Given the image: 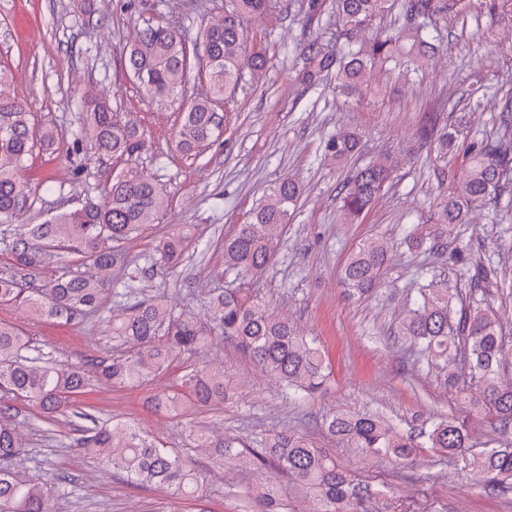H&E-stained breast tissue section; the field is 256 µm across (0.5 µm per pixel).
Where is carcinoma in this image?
Instances as JSON below:
<instances>
[{
	"label": "carcinoma",
	"instance_id": "cac0c4a2",
	"mask_svg": "<svg viewBox=\"0 0 512 512\" xmlns=\"http://www.w3.org/2000/svg\"><path fill=\"white\" fill-rule=\"evenodd\" d=\"M467 2L336 0L338 22L347 32L367 27L394 9L402 24L376 34L356 49L330 51L313 41L302 50L299 77L314 85L332 74L341 93L358 98L370 87L376 70L402 75L423 66L436 49L429 24L448 20L464 10ZM276 5L277 0H225L224 14L203 30V57L186 32L160 20L149 21L140 30L125 55V66L145 94L159 100L181 95L194 71L204 74L208 83L205 96L188 98L180 111L175 132L179 151L189 154L219 137L223 120L217 104L231 101L244 72L256 78L266 69L269 57L264 42L248 31L244 21L272 12ZM485 7L493 22L512 25V0H486ZM79 128L67 152L107 155L123 167L112 175L105 204L88 194L77 208L58 210L39 224L18 225L10 262L0 267V307L80 324L101 314L105 299L113 294L120 301L108 318L112 353L82 365L69 364L17 324L0 319V512H52L53 492L63 489L61 482L52 487L26 474L27 444L15 425L14 401L63 415L77 396L95 384L143 383L182 360L187 366L180 378L181 390L156 398L155 411L177 416L187 407L222 406L231 393L224 367L192 363L216 335L236 341L263 373L288 391L308 397L329 379L328 363L317 339L299 331L251 288L276 259L283 230L301 196L298 183L284 178L272 185L244 222L224 237V274L232 278V285L209 292L206 319L202 320L161 297L142 295L138 288L112 292V267L124 260L121 244L158 223L169 200L135 163L147 146L138 116L118 112L106 99L86 94L79 102ZM460 133L459 128L430 130L425 136L435 141L436 158L445 161ZM357 146L356 134L338 131L325 141L324 155L343 163ZM34 147L25 105L0 94L1 223L11 221L30 197L24 170ZM397 167V158L388 155L347 177L340 188L342 223L362 221L394 179ZM511 178V141L472 146L462 177L436 204V223L417 226L413 240L434 244L448 237L449 227L466 223L469 212L500 194ZM191 238L190 225H170L152 248L149 263L155 268L178 266ZM69 254L78 256L80 265L90 270H68ZM52 259L61 271L48 276ZM388 260L386 241L376 238L360 244L343 268V287L352 294L368 293L379 283ZM394 335L417 348L429 365L455 349L469 375V382L459 388L465 411L512 424V377L501 372L504 340L492 310H454L447 281L435 276L406 310ZM326 426L333 438L367 456L405 462L419 448H439L473 476L476 486L512 488V444L473 451L466 421L459 416L437 418L417 435L404 434L384 417L369 412L333 413L326 418ZM190 436L194 447L221 465L262 469L273 464L277 472L313 496V512H361L360 505L371 497L370 486L335 457L286 428L263 434L257 448L204 428L192 430ZM75 447L133 483L162 488L172 497L200 492L199 474L175 449L130 423L98 426L78 438ZM258 497L263 512H288L274 477H269Z\"/></svg>",
	"mask_w": 512,
	"mask_h": 512
}]
</instances>
